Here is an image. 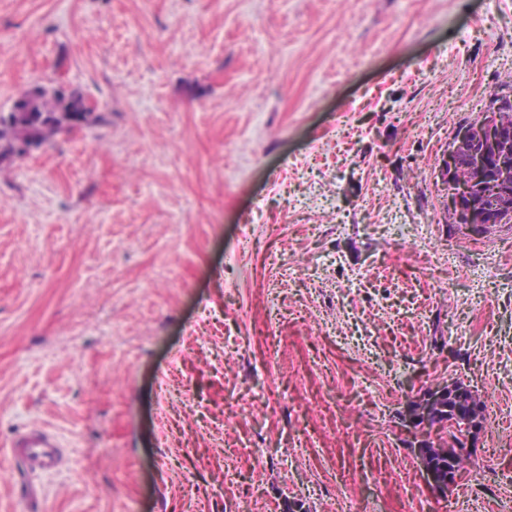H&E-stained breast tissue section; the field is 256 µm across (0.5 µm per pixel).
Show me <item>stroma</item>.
Instances as JSON below:
<instances>
[{
  "instance_id": "35a3bbf8",
  "label": "stroma",
  "mask_w": 512,
  "mask_h": 512,
  "mask_svg": "<svg viewBox=\"0 0 512 512\" xmlns=\"http://www.w3.org/2000/svg\"><path fill=\"white\" fill-rule=\"evenodd\" d=\"M52 79L100 120L0 162V512H512V224L440 174L512 0H0V110ZM456 381L440 497L397 416ZM16 456L35 473H50L63 466L65 460L58 441L41 427H32L11 444Z\"/></svg>"
}]
</instances>
